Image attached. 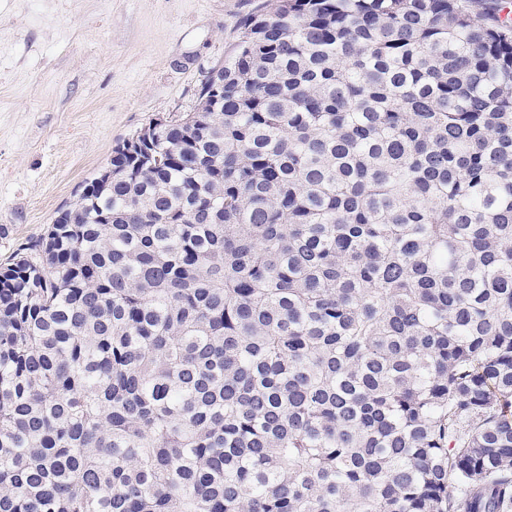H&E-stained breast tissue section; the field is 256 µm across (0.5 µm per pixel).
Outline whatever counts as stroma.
<instances>
[{
  "mask_svg": "<svg viewBox=\"0 0 512 512\" xmlns=\"http://www.w3.org/2000/svg\"><path fill=\"white\" fill-rule=\"evenodd\" d=\"M264 0H0V263L113 149L191 111Z\"/></svg>",
  "mask_w": 512,
  "mask_h": 512,
  "instance_id": "1",
  "label": "stroma"
}]
</instances>
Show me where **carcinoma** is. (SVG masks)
Returning a JSON list of instances; mask_svg holds the SVG:
<instances>
[{"label":"carcinoma","instance_id":"1","mask_svg":"<svg viewBox=\"0 0 512 512\" xmlns=\"http://www.w3.org/2000/svg\"><path fill=\"white\" fill-rule=\"evenodd\" d=\"M502 11L242 18L0 268V512H512Z\"/></svg>","mask_w":512,"mask_h":512}]
</instances>
